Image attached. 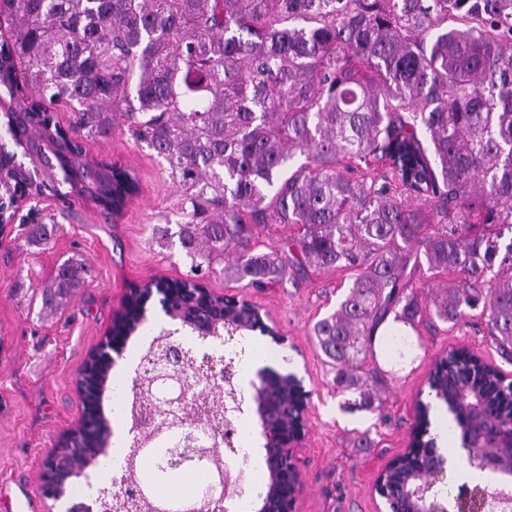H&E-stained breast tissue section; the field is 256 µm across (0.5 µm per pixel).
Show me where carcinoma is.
Here are the masks:
<instances>
[{
  "instance_id": "1",
  "label": "carcinoma",
  "mask_w": 512,
  "mask_h": 512,
  "mask_svg": "<svg viewBox=\"0 0 512 512\" xmlns=\"http://www.w3.org/2000/svg\"><path fill=\"white\" fill-rule=\"evenodd\" d=\"M0 80L9 103L34 91L71 106L72 126L86 138L104 137L116 120L137 143L169 165L181 193L182 220L151 225L162 249L178 245L201 276L143 285L112 336L125 343L144 332L143 303L164 288L179 308L195 293L196 311L215 306L201 277L217 264L224 277L249 288L296 281L307 269L345 268L352 282L314 335L336 369V393L355 396L346 407L373 410L380 401L377 372L365 370L374 333L389 326L393 352L412 349L406 328L422 317L409 291L415 272L462 275L434 301L435 315L455 322L482 307L501 356L512 361V0H0ZM52 117L25 132L52 136ZM0 141L18 150L10 122ZM64 156L40 161L29 193L67 199L76 194L102 214L119 213L137 194L135 172L81 160L72 141ZM305 157L290 170L296 156ZM348 160L349 165L341 166ZM385 170L383 183L375 176ZM265 224H294L296 234L273 246L258 243ZM46 224L27 240L42 245ZM88 267L70 258L44 285L52 301L83 287ZM249 320L227 301L214 323ZM153 334V333H151ZM163 331L148 348L166 346ZM213 416L248 407L237 386L198 383ZM286 373L255 390L277 406L294 402ZM483 399L487 419L512 422V380L461 351L439 361L428 381L453 411L448 438L471 432L458 384ZM434 413L421 401L412 432L423 446L388 462L386 480L426 472L442 457ZM124 446L117 482L180 480L181 447H157L131 462ZM264 472L269 500L288 486Z\"/></svg>"
}]
</instances>
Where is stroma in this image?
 <instances>
[{"label": "stroma", "instance_id": "1", "mask_svg": "<svg viewBox=\"0 0 512 512\" xmlns=\"http://www.w3.org/2000/svg\"><path fill=\"white\" fill-rule=\"evenodd\" d=\"M84 149L89 160L133 169L139 193L111 219L78 196L34 200L30 209L56 224L52 241L28 245L22 214L0 236V512H46L41 462L80 415L76 381L89 351L104 337L131 284L183 279L191 265L180 247L163 250L149 239L151 225L182 219L165 161L135 144L119 123L110 136L85 141ZM74 255L89 267L85 286L63 304L45 306L44 283ZM350 282L341 268H312L298 282L263 291L242 288L219 270L204 281L215 294L242 296L260 308L286 339L273 348L274 364L303 377L310 393L295 512L384 507L375 481L408 448L415 403L428 391L435 360L450 350L468 348L512 377V363L492 344L479 311L453 325L429 312L416 331L421 346L406 362L395 364L384 346H376L371 365L384 379L381 408L343 410L313 327L336 309Z\"/></svg>", "mask_w": 512, "mask_h": 512}]
</instances>
